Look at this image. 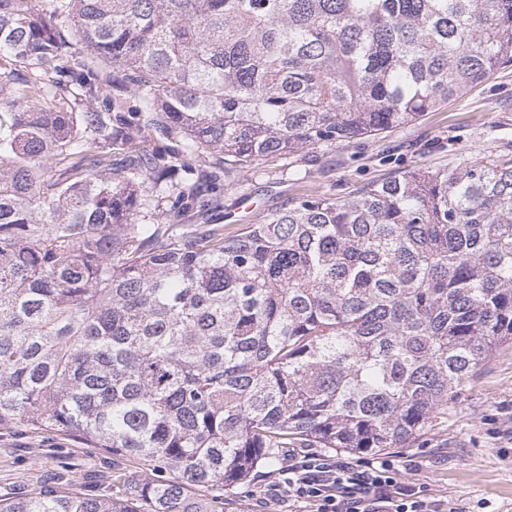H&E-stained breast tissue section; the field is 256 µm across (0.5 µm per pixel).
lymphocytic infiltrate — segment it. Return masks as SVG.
<instances>
[{
    "label": "lymphocytic infiltrate",
    "mask_w": 512,
    "mask_h": 512,
    "mask_svg": "<svg viewBox=\"0 0 512 512\" xmlns=\"http://www.w3.org/2000/svg\"><path fill=\"white\" fill-rule=\"evenodd\" d=\"M289 501L310 512H457L433 504L398 480L392 463H354L325 454L294 453L280 469Z\"/></svg>",
    "instance_id": "obj_1"
}]
</instances>
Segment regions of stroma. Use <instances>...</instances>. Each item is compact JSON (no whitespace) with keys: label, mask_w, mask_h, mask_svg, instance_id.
Masks as SVG:
<instances>
[{"label":"stroma","mask_w":512,"mask_h":512,"mask_svg":"<svg viewBox=\"0 0 512 512\" xmlns=\"http://www.w3.org/2000/svg\"><path fill=\"white\" fill-rule=\"evenodd\" d=\"M512 151V66L495 71L462 97L416 122L370 139L271 158L224 191L215 223L240 224V200L256 210L279 208L306 194L344 197L411 167L438 168ZM374 460L397 466L400 480L459 512H512V347L500 350L449 400L421 447L389 448ZM135 461L56 433L0 430V495L121 494L110 482ZM266 464L224 491V512H252L278 478Z\"/></svg>","instance_id":"1"}]
</instances>
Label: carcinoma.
I'll use <instances>...</instances> for the list:
<instances>
[{
    "mask_svg": "<svg viewBox=\"0 0 512 512\" xmlns=\"http://www.w3.org/2000/svg\"><path fill=\"white\" fill-rule=\"evenodd\" d=\"M505 65L512 0H0V430L159 472L0 512H221L188 489L286 448L419 444L512 344L511 154L234 232L182 216Z\"/></svg>",
    "mask_w": 512,
    "mask_h": 512,
    "instance_id": "cac0c4a2",
    "label": "carcinoma"
}]
</instances>
